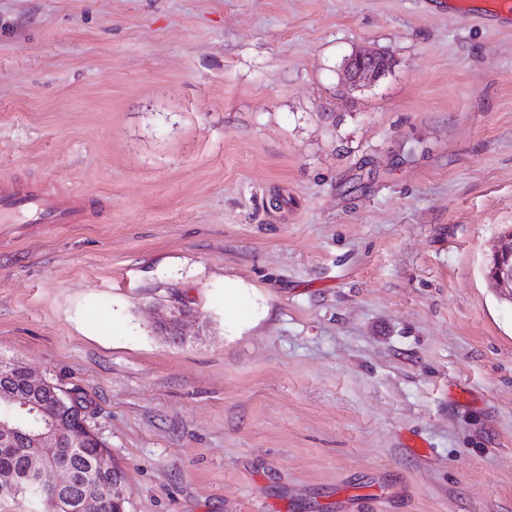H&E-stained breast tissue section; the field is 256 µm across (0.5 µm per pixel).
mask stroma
Wrapping results in <instances>:
<instances>
[{"mask_svg": "<svg viewBox=\"0 0 512 512\" xmlns=\"http://www.w3.org/2000/svg\"><path fill=\"white\" fill-rule=\"evenodd\" d=\"M448 0H0V355L128 512H512V29ZM391 73L341 84L353 50ZM238 297L224 315L227 289ZM185 344L152 326L174 298ZM83 220L82 197L76 193L50 183L0 180V226L4 229L14 224H80ZM500 245L493 253L486 269L498 288L503 299L512 301V228L503 230L499 235Z\"/></svg>", "mask_w": 512, "mask_h": 512, "instance_id": "35a3bbf8", "label": "stroma"}]
</instances>
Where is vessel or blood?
I'll return each instance as SVG.
<instances>
[{"instance_id":"b4317fda","label":"vessel or blood","mask_w":512,"mask_h":512,"mask_svg":"<svg viewBox=\"0 0 512 512\" xmlns=\"http://www.w3.org/2000/svg\"><path fill=\"white\" fill-rule=\"evenodd\" d=\"M84 219L81 196L54 184L0 180V226L78 224Z\"/></svg>"}]
</instances>
